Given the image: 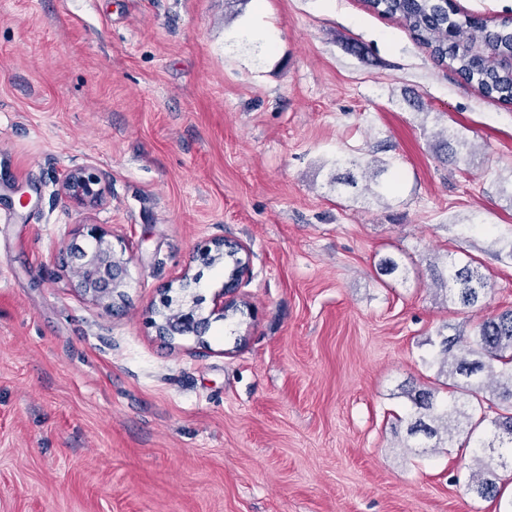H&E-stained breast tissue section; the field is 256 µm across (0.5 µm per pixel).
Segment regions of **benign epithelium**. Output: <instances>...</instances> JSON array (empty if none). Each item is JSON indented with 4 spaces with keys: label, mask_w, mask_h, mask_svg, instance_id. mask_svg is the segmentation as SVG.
I'll return each instance as SVG.
<instances>
[{
    "label": "benign epithelium",
    "mask_w": 512,
    "mask_h": 512,
    "mask_svg": "<svg viewBox=\"0 0 512 512\" xmlns=\"http://www.w3.org/2000/svg\"><path fill=\"white\" fill-rule=\"evenodd\" d=\"M61 190L77 206H94L102 201L105 184L92 169L77 167L65 175ZM87 236V240L71 244L68 256L71 263L77 265L80 287L85 295L108 309L112 294L124 286L127 259L115 252L109 233L98 225H91ZM230 251L238 255V267L225 283L224 291L213 299L214 311L222 314L238 311L235 295L249 268V249L241 242L221 238L213 240L211 246L197 254V259L205 263L222 264L224 255ZM208 325L209 317L203 315L194 302L162 315L155 328L157 335L172 341L178 336L202 337Z\"/></svg>",
    "instance_id": "7a95c632"
}]
</instances>
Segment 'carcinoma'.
Returning <instances> with one entry per match:
<instances>
[{
	"label": "carcinoma",
	"mask_w": 512,
	"mask_h": 512,
	"mask_svg": "<svg viewBox=\"0 0 512 512\" xmlns=\"http://www.w3.org/2000/svg\"><path fill=\"white\" fill-rule=\"evenodd\" d=\"M370 7L383 15L400 17L415 38L438 62L449 65L465 81L476 83L490 99L512 104V74L478 63L485 53H512V17L493 26H478L466 16L456 18L448 0H370ZM433 281L448 288L452 302L474 307L487 297L489 282L466 264L452 263L446 271L433 269ZM436 359L438 375L455 393L449 400L438 398L437 390L421 389L411 396L415 412L407 434H423L431 447L465 439L477 465L468 486L489 499L501 496L496 475L487 462V451L512 458V309L484 319L472 331L457 329L440 336Z\"/></svg>",
	"instance_id": "obj_1"
}]
</instances>
